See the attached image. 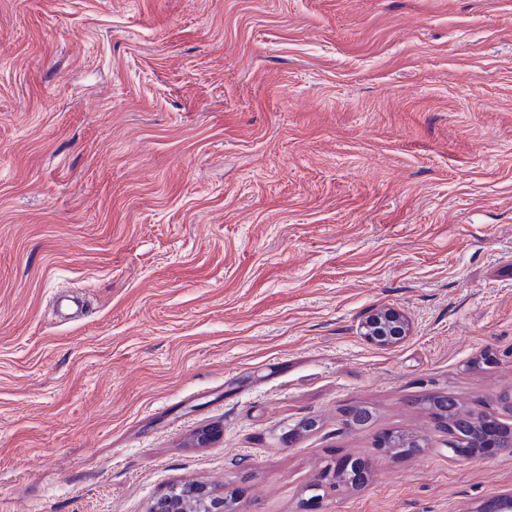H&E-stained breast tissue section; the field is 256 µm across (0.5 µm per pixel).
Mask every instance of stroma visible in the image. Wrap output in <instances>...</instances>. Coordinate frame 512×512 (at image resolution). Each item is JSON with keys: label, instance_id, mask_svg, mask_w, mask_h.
<instances>
[{"label": "stroma", "instance_id": "obj_1", "mask_svg": "<svg viewBox=\"0 0 512 512\" xmlns=\"http://www.w3.org/2000/svg\"><path fill=\"white\" fill-rule=\"evenodd\" d=\"M506 393L512 0H0V512H476ZM409 334L408 318L394 307H382L373 311L360 326V336L369 344L380 348L396 346ZM429 407L434 408L437 413L446 415L452 422L456 431L462 435L453 434L448 441V449L459 457L471 458L482 453V448L474 450L469 448L470 441L463 436H473L475 434V415L471 412L461 411L458 402L453 397L445 399L444 403H436L433 399L429 400ZM444 409V410H443ZM388 448H393L394 454L408 455L413 454L419 448H423L424 440L412 435L401 432H391L388 435ZM174 496L181 497L184 494H173ZM195 495H200L202 498H205L204 500H208L206 503V510L203 512H224V497L218 496L214 493H208L207 488L198 489L196 492L193 491L189 497L183 496V507L187 509V511H181V512H201L199 509L201 508L200 503L198 501L201 498L192 497Z\"/></svg>", "mask_w": 512, "mask_h": 512}]
</instances>
